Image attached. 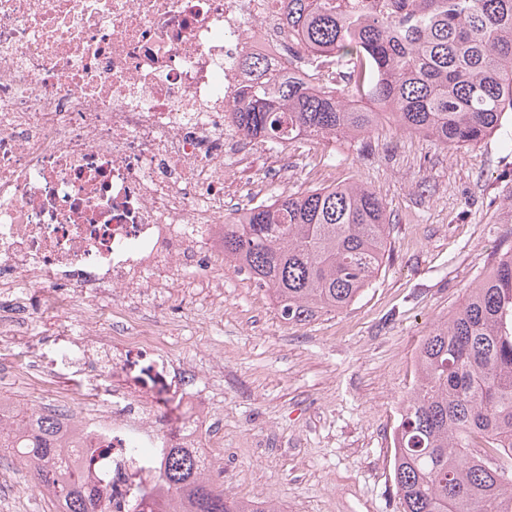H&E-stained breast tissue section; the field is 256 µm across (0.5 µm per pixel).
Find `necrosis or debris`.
Masks as SVG:
<instances>
[{"label":"necrosis or debris","instance_id":"4bbe7bcc","mask_svg":"<svg viewBox=\"0 0 512 512\" xmlns=\"http://www.w3.org/2000/svg\"><path fill=\"white\" fill-rule=\"evenodd\" d=\"M284 0H0V345L69 309L50 362L31 352L35 411L134 512L171 448L200 447L198 375L158 312L208 277L224 170L258 141L225 113L238 64L287 62ZM111 377L102 388V377Z\"/></svg>","mask_w":512,"mask_h":512}]
</instances>
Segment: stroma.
Instances as JSON below:
<instances>
[{
  "label": "stroma",
  "mask_w": 512,
  "mask_h": 512,
  "mask_svg": "<svg viewBox=\"0 0 512 512\" xmlns=\"http://www.w3.org/2000/svg\"><path fill=\"white\" fill-rule=\"evenodd\" d=\"M507 133L511 117L477 145L446 148L385 122L364 141L299 139L225 173L232 210L269 201L283 166L292 194L361 182L386 208L390 247L354 303L306 323L282 321L270 293L223 261L166 310L174 356L209 376L201 432L226 494L279 512H402L392 437L421 340L512 248ZM26 351L0 349V397L21 405ZM0 512H54L1 452Z\"/></svg>",
  "instance_id": "35a3bbf8"
}]
</instances>
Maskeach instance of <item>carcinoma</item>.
Segmentation results:
<instances>
[{
	"label": "carcinoma",
	"mask_w": 512,
	"mask_h": 512,
	"mask_svg": "<svg viewBox=\"0 0 512 512\" xmlns=\"http://www.w3.org/2000/svg\"><path fill=\"white\" fill-rule=\"evenodd\" d=\"M287 2L288 36L324 80L246 56L252 82L229 112L272 148L302 136L363 137L384 120L444 147L472 145L512 112V0ZM388 228L384 206L358 182L277 195L224 224V260L272 294L283 321L307 322L369 287ZM55 425L42 417L29 433L21 423L0 429V449L25 447L57 512H112L85 486ZM393 444L403 512H512V250L423 337ZM158 481L138 512H277L224 493L196 450L170 449Z\"/></svg>",
	"instance_id": "1"
}]
</instances>
